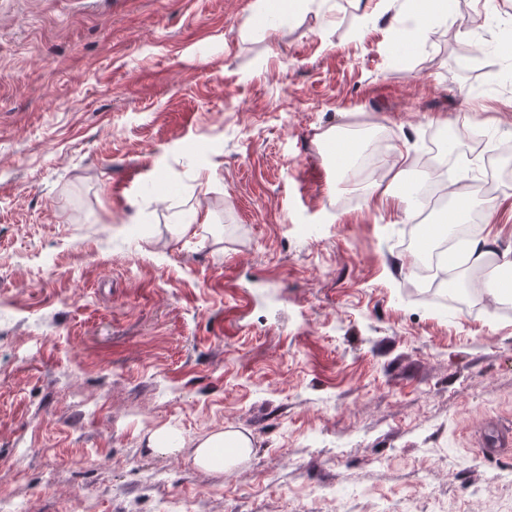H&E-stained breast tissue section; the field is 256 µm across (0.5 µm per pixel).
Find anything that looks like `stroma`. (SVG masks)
I'll list each match as a JSON object with an SVG mask.
<instances>
[{
    "label": "stroma",
    "instance_id": "1",
    "mask_svg": "<svg viewBox=\"0 0 512 512\" xmlns=\"http://www.w3.org/2000/svg\"><path fill=\"white\" fill-rule=\"evenodd\" d=\"M0 0V497L18 512H512V303L416 285L380 173L465 123L512 141V0ZM375 13L363 25L364 13ZM358 205H347L349 195ZM512 248V183L472 196ZM211 221L183 237L194 211ZM181 431L180 451L146 445ZM238 430L245 460L193 462ZM411 14L419 26L421 34H425L430 27L440 19L448 17V7L452 4L447 0H408ZM195 448L193 462L196 466L223 472L239 458L250 454L251 440L240 431L218 430L197 440Z\"/></svg>",
    "mask_w": 512,
    "mask_h": 512
}]
</instances>
